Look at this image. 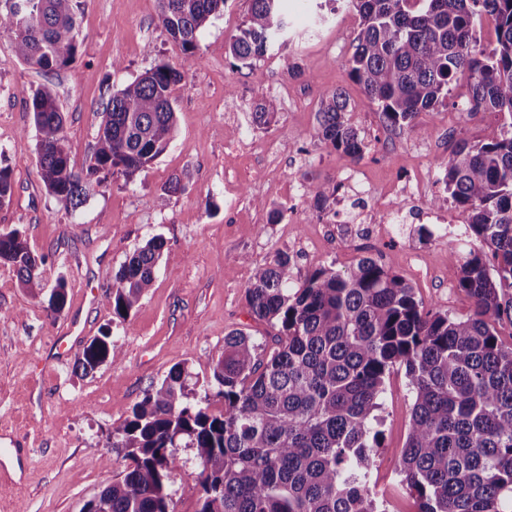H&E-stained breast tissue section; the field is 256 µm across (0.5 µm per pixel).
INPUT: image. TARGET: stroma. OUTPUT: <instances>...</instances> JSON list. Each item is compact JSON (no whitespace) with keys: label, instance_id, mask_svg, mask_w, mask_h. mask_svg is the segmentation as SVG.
I'll return each instance as SVG.
<instances>
[{"label":"stroma","instance_id":"1","mask_svg":"<svg viewBox=\"0 0 512 512\" xmlns=\"http://www.w3.org/2000/svg\"><path fill=\"white\" fill-rule=\"evenodd\" d=\"M284 7L286 46L239 71L230 68L225 45L249 0H226L192 53L162 27L156 0H79L77 57L54 73L20 62L12 36L0 33V166L9 168L13 185L10 202L0 207V229H19L43 257L46 285L60 277L67 284V304L54 314L44 294L22 288L13 269L0 264V446L26 462L24 472L0 475V512H79L124 468L121 455L106 446L109 432L171 367L184 364L209 377L211 355L234 329L254 335L261 354L272 352L274 331L251 317L245 289L253 269L276 252L292 257L299 283L316 268L343 271L352 258L370 256L406 279L425 308L453 314L469 308L454 282L468 251L481 244L472 236L441 239L432 214L452 204L442 196L434 160L460 139L496 136L499 117L463 111L467 82L461 79L437 111L418 115L414 129L387 128L347 74L358 15L341 10L321 22L310 0H284ZM295 60L303 77L288 70ZM160 63L184 74L174 92L170 147L134 181L107 176L84 206L66 210L40 178L26 90L53 89L79 169L96 141L105 86L121 87ZM285 84H309L321 94L344 89L370 152L357 160L312 141L315 113L281 96ZM264 96L277 98L279 113L259 127L251 112ZM347 170L366 184L400 188L420 172L425 197L404 199L407 221L394 233L353 238L349 225L313 216L302 196L312 184L339 185ZM174 179L182 189L167 193ZM288 183L298 196L284 195ZM280 206L283 217L272 218ZM158 234L165 247L154 285L128 319H118L105 295L127 255ZM106 329L117 357L83 373L77 360L86 342ZM380 403L375 489L387 512H417L396 468L412 407L403 370L391 371ZM178 455L183 465L170 484L172 508L195 512L201 487L194 451L182 448Z\"/></svg>","mask_w":512,"mask_h":512}]
</instances>
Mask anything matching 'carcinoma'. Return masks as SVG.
I'll return each instance as SVG.
<instances>
[{
    "label": "carcinoma",
    "instance_id": "1",
    "mask_svg": "<svg viewBox=\"0 0 512 512\" xmlns=\"http://www.w3.org/2000/svg\"><path fill=\"white\" fill-rule=\"evenodd\" d=\"M0 1V30L12 35L18 59L45 72L75 59L76 0ZM158 2L163 28L193 53L226 0ZM249 2L228 41L238 70L288 36L282 0ZM338 3L360 20L349 76L386 126L413 129L419 113L444 105L461 76L465 109L501 116L498 136L460 139L435 162L438 183L487 247L469 251L457 272L470 311L425 309L412 285L370 256L344 271L320 267L296 286L292 258L275 254L246 287L254 319L276 330L273 352L260 358V345L241 329L224 336L203 384L224 401L217 413L207 393L190 400V373L173 366L113 428L109 447L122 453L124 470L80 512H173L169 487L182 447L196 450L200 468L196 512H386L371 484L382 437L374 422L385 378L397 365L412 396L398 470L418 512H512V344L496 328L512 324V0H319L318 7L334 14ZM484 16L494 22L493 44L476 36ZM183 80L161 63L118 90L106 87L97 142L79 171L53 91H32L47 193L76 209L101 176L129 180L162 156L175 136L173 91ZM277 111V99L263 97L253 122L268 125ZM351 112L343 90L324 93L310 138L362 158L368 143ZM305 196L317 217L330 211L333 194L323 186H309ZM164 246L156 235L127 256L105 297L112 315L126 319L152 288ZM1 262L22 287L43 291V259L20 230H0ZM66 299L59 279L48 308L59 312ZM115 356L106 330L89 340L79 366L88 374Z\"/></svg>",
    "mask_w": 512,
    "mask_h": 512
}]
</instances>
